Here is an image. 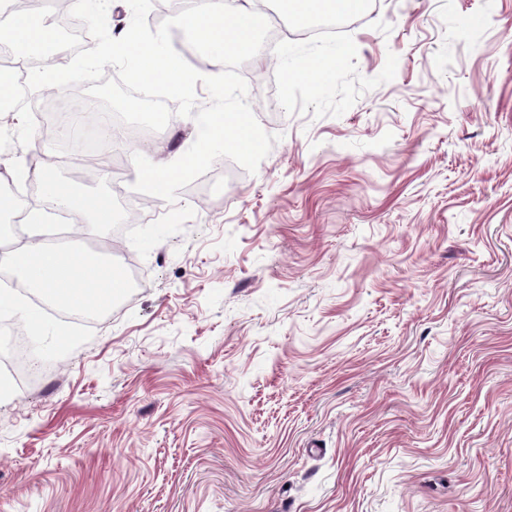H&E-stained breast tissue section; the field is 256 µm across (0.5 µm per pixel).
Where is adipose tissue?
Here are the masks:
<instances>
[{
  "label": "adipose tissue",
  "mask_w": 512,
  "mask_h": 512,
  "mask_svg": "<svg viewBox=\"0 0 512 512\" xmlns=\"http://www.w3.org/2000/svg\"><path fill=\"white\" fill-rule=\"evenodd\" d=\"M249 13V8L235 0H202L184 16L183 24L202 39L213 62L220 65L233 55H259L255 33L243 22ZM0 40L24 52H39L43 67L25 73L26 82L35 85L45 84L57 59L65 55L54 28L37 14L12 13L9 26L0 30ZM48 219V213L41 210L29 213L31 231L10 250V265L48 301L61 300L78 308L111 307L126 286L115 262L96 252H76L68 245L51 247L38 232Z\"/></svg>",
  "instance_id": "1"
}]
</instances>
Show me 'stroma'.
Here are the masks:
<instances>
[{"label": "stroma", "instance_id": "35a3bbf8", "mask_svg": "<svg viewBox=\"0 0 512 512\" xmlns=\"http://www.w3.org/2000/svg\"><path fill=\"white\" fill-rule=\"evenodd\" d=\"M239 72L278 137L255 173L216 160L145 258L64 223L141 287L0 308L41 365L0 350V512H512V0H372ZM196 136L113 154L135 225L169 205L133 153ZM52 145L0 151V197L42 207L16 171Z\"/></svg>", "mask_w": 512, "mask_h": 512}]
</instances>
